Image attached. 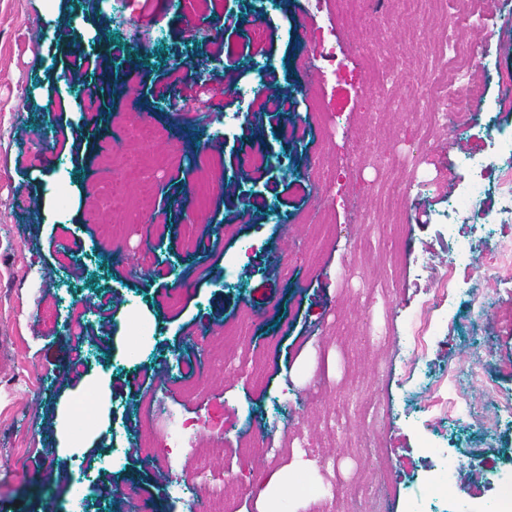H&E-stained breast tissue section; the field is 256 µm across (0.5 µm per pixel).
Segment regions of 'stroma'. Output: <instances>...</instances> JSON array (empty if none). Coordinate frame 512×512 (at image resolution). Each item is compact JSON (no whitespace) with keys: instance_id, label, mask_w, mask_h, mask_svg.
Masks as SVG:
<instances>
[{"instance_id":"stroma-1","label":"stroma","mask_w":512,"mask_h":512,"mask_svg":"<svg viewBox=\"0 0 512 512\" xmlns=\"http://www.w3.org/2000/svg\"><path fill=\"white\" fill-rule=\"evenodd\" d=\"M338 8L127 0V26L102 38L103 0H0V512H66L78 465L92 479L87 512H130L111 485L135 488L144 512H203L194 461L172 470L149 453L154 422L140 403L151 395L171 428L195 421L202 451L222 437L213 470L238 512L263 508L252 473H285L292 512H305L307 496L345 494L383 469L384 512L421 501L445 512L427 499L444 464L472 512H492L512 482V372L501 370L512 365V277L493 275L501 227L487 221L501 204L496 170L479 208L452 225L447 214L472 181L460 157H494L512 130V0L465 30L426 6L403 15L398 0H371L348 25ZM446 39L472 45L483 99L421 95L449 63L431 54ZM79 48L109 53L115 74L138 59L140 83L112 84L81 111L76 96L102 77L69 72ZM273 89L292 93L288 111L271 113ZM183 121L196 122L194 139L180 138ZM260 148L271 165L249 164ZM48 175L77 184L81 208H33ZM104 190L111 205L84 223ZM457 235L476 241L460 274L476 305L434 298ZM63 288L86 310L91 361L78 373L72 312L48 305ZM104 295L107 320L93 307ZM154 323L148 358L127 361ZM450 366L480 410L464 424L435 399ZM475 371L496 396L472 385ZM94 388V426L76 448L67 429ZM114 446L125 456L109 469ZM471 468L478 482L464 481ZM174 476L187 481L179 498L166 489Z\"/></svg>"}]
</instances>
